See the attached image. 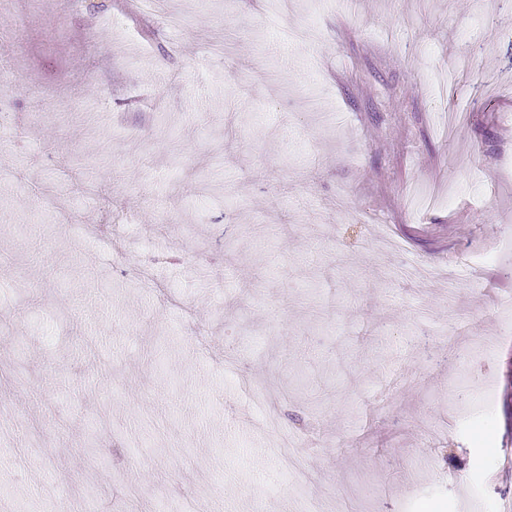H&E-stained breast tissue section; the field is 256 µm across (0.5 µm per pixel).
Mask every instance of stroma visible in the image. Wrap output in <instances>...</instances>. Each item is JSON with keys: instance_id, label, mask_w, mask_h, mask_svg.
<instances>
[{"instance_id": "35a3bbf8", "label": "stroma", "mask_w": 512, "mask_h": 512, "mask_svg": "<svg viewBox=\"0 0 512 512\" xmlns=\"http://www.w3.org/2000/svg\"><path fill=\"white\" fill-rule=\"evenodd\" d=\"M12 32L0 512H512V0Z\"/></svg>"}]
</instances>
